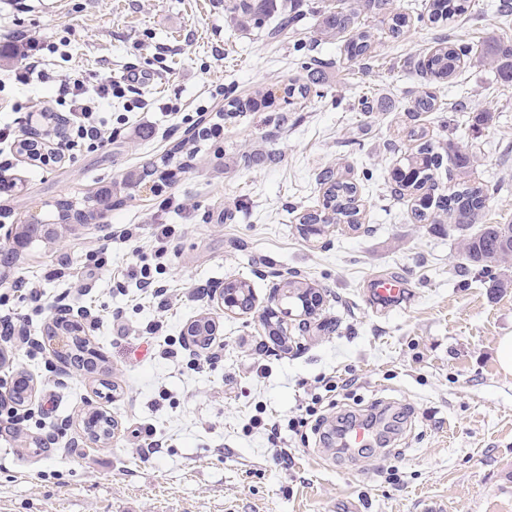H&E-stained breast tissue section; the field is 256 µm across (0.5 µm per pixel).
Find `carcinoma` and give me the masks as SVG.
Listing matches in <instances>:
<instances>
[{"label": "carcinoma", "mask_w": 512, "mask_h": 512, "mask_svg": "<svg viewBox=\"0 0 512 512\" xmlns=\"http://www.w3.org/2000/svg\"><path fill=\"white\" fill-rule=\"evenodd\" d=\"M470 0H429L428 21L438 27L445 26L454 17L468 11ZM224 11L241 29L264 26L272 13L277 22L268 31L272 39L298 28L304 19L302 0H284L278 7L276 0H225ZM380 18L385 25L381 33L392 39L405 35L409 14L397 11L394 0H337L336 6L320 13L317 33L324 40L344 44L348 57L361 61L368 53L375 32L360 21V16ZM475 55L474 46L467 43L442 41L430 54L412 62V67L425 80L424 87L411 100L408 111L415 117L424 112L440 110L437 97L430 91L434 81L452 79L461 60ZM495 69L507 80H512V45H500L488 57ZM329 63L312 58L304 63L303 81H290L282 87V100L293 105L318 91L328 81ZM276 99L275 92L267 88L256 98H232L224 104L225 114L259 111L258 104ZM417 141L416 150L400 159L393 169L392 181L395 192L416 195L412 219L420 224H448V230L457 238L459 253L455 271L466 274L477 271L480 278L492 282L494 288L509 287L504 271L512 266V224H484V210L489 198V188L466 180L467 174L477 162V155L452 145L441 153L435 149L425 134L417 129L408 132ZM448 162V168L456 172L459 181L448 190L436 192L435 174ZM324 186L319 208L301 216L302 232L306 236L317 235L319 224H346L359 226L358 187L343 178L332 168L319 174ZM112 418L103 414L93 415L86 422V432L103 440L110 435Z\"/></svg>", "instance_id": "1"}]
</instances>
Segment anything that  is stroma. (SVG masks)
I'll list each match as a JSON object with an SVG mask.
<instances>
[{"instance_id": "35a3bbf8", "label": "stroma", "mask_w": 512, "mask_h": 512, "mask_svg": "<svg viewBox=\"0 0 512 512\" xmlns=\"http://www.w3.org/2000/svg\"><path fill=\"white\" fill-rule=\"evenodd\" d=\"M329 2L304 0L298 31L272 41L264 29H238L224 0H0V34L25 31L57 46L45 57L54 82L7 83L6 96L38 112L55 108V81L71 74L117 81L133 68L145 78L113 99L105 146L47 166L16 158L0 172L16 184L0 196V224L46 217L56 201L80 204L104 186L119 199L104 219L0 267V279L26 277L42 295L0 298V316L16 323L13 335L0 334V391L21 373L36 384L32 411L0 416V512H512V375L496 358L512 333V288L456 274L454 235L414 223L411 201L388 180L415 148L408 127H423L437 145L477 151L471 179L492 189L484 221L512 222V81L469 59L435 86L443 111L407 112L424 85L411 60L444 38L512 45V16L498 14L499 0H471L467 14L437 27L423 17L426 0H395L412 9L405 36L376 40L369 58L350 65L316 34L314 13ZM312 55L332 63L321 96L290 113L278 100L223 114L228 99L300 77ZM364 95L382 107L356 112ZM463 96L468 110L452 111ZM480 112L492 119L479 127ZM217 123L220 136L201 142L190 169L158 179L155 192L124 189L129 173ZM253 149L274 161L249 165L242 154ZM329 167L359 184L362 227L308 238L299 218L321 201L317 178ZM98 248L111 271L87 267V251ZM144 269L163 299L138 288ZM279 274L320 294L309 318L288 302L280 347L263 317ZM376 274L406 281L400 304L372 301ZM228 280L250 284L249 313L215 302ZM61 305L89 309L86 331L104 370L60 376L58 358L32 345ZM203 314L217 336L192 356L183 331ZM331 377L334 392L322 384ZM315 395L314 414L290 431ZM97 409L115 422L111 444L90 443L83 429ZM348 415L370 422L367 450L332 445ZM274 421L283 425L276 440ZM149 430L162 446L146 454Z\"/></svg>"}]
</instances>
